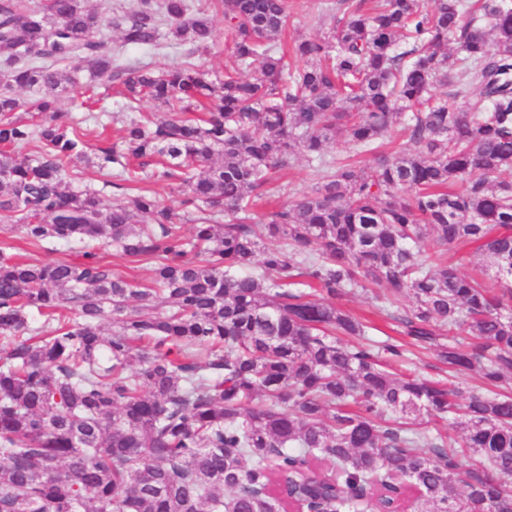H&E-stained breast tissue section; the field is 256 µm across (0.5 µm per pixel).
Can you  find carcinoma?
<instances>
[{"mask_svg":"<svg viewBox=\"0 0 512 512\" xmlns=\"http://www.w3.org/2000/svg\"><path fill=\"white\" fill-rule=\"evenodd\" d=\"M216 2L233 37L222 79L113 63L111 28L125 46L213 50L193 0H135L109 20L86 0H0V223L74 252L0 247V512H285L290 496L320 512H512V395L498 391L512 378V5L359 3L295 44L292 70L288 0ZM85 61L76 118L61 101ZM96 82L126 112L121 141L91 155ZM399 116L407 144L384 152ZM339 130L372 166L326 155ZM298 154L315 186L253 220ZM91 163L100 188L79 176ZM107 187L123 201L105 206ZM471 244L500 293L444 260ZM97 245L155 261L151 284ZM370 287L486 392L393 373L381 357L405 350L336 305ZM20 232L16 228H11V224L0 223V243L3 241L13 243L15 246L21 248L20 253L25 257L32 260H65L69 257V252L64 245L58 246L57 251L46 253L38 249L27 246L20 238ZM99 253L104 261L112 266L117 272L121 273L129 280L137 284H148L151 279L152 264L149 261H142L135 264H127L112 256L111 249H100Z\"/></svg>","mask_w":512,"mask_h":512,"instance_id":"1","label":"carcinoma"}]
</instances>
